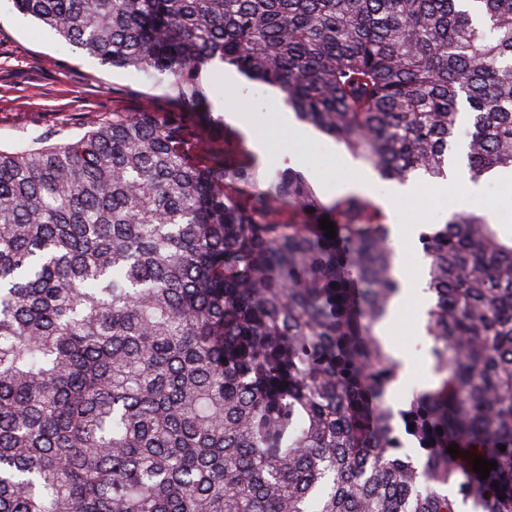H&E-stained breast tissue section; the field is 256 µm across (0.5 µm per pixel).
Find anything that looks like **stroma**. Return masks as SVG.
I'll return each mask as SVG.
<instances>
[{
    "mask_svg": "<svg viewBox=\"0 0 512 512\" xmlns=\"http://www.w3.org/2000/svg\"><path fill=\"white\" fill-rule=\"evenodd\" d=\"M211 77L217 86L209 98L214 118L246 107L255 114L254 134L233 124L228 130L255 156L257 187H265L276 169L290 167L308 177L323 202L346 196L349 181L359 184L360 195L381 201L386 180L344 145L317 131L299 138L295 127L281 123L279 114L286 106L279 103L273 88L249 82L229 68L212 72ZM145 105L170 111L166 84L143 72L98 64L41 24L14 12L10 0H0V148L26 145L40 134L63 142L83 135L90 117L116 110L135 112ZM413 187L412 197L393 199L386 209L394 246L401 251L400 275L426 274L418 236L406 230L410 218L424 226L464 214L484 218L492 214L502 233H512V176L484 178L470 194L451 177L433 183L417 178ZM424 310L422 300L406 299L399 316L377 328L389 351L405 363L393 392L397 404L437 383L431 340L419 328Z\"/></svg>",
    "mask_w": 512,
    "mask_h": 512,
    "instance_id": "35a3bbf8",
    "label": "stroma"
}]
</instances>
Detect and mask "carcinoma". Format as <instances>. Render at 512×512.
I'll use <instances>...</instances> for the list:
<instances>
[{"mask_svg": "<svg viewBox=\"0 0 512 512\" xmlns=\"http://www.w3.org/2000/svg\"><path fill=\"white\" fill-rule=\"evenodd\" d=\"M11 2L173 110L0 149V512H512V236L419 234L439 383L393 405L382 211L291 168L239 194L205 82L279 90L398 183L447 178L463 103L471 178L512 172V0Z\"/></svg>", "mask_w": 512, "mask_h": 512, "instance_id": "cac0c4a2", "label": "carcinoma"}]
</instances>
